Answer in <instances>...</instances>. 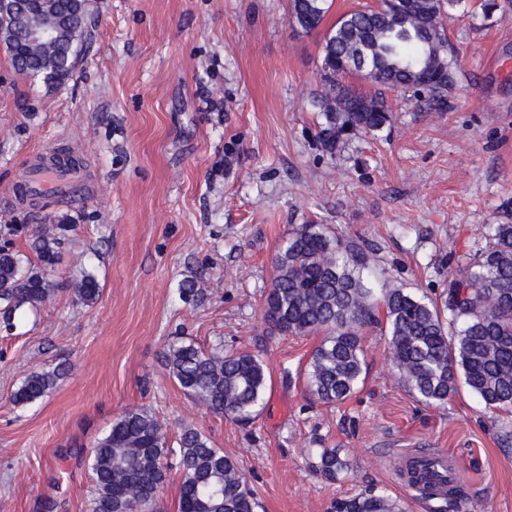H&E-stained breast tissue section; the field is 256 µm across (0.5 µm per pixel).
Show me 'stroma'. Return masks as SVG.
I'll use <instances>...</instances> for the list:
<instances>
[{
	"label": "stroma",
	"mask_w": 512,
	"mask_h": 512,
	"mask_svg": "<svg viewBox=\"0 0 512 512\" xmlns=\"http://www.w3.org/2000/svg\"><path fill=\"white\" fill-rule=\"evenodd\" d=\"M467 0L446 21L458 51L450 107L386 91L394 113L378 138L336 155L318 139L312 101L324 28L304 32L291 0H92L95 25L59 85L20 74L0 45V243L26 250L39 224H73L51 274L54 302L0 329V512H86L88 458L125 410L145 407L176 437L189 422L237 461L260 512H333L382 488L404 512H436L404 487L397 457L447 451L465 477L467 512H512V426L466 386L428 406L366 336L364 386L344 403L315 400L304 373L320 338L270 332L272 260L301 224L364 238L390 281L441 299L487 227L512 224V0ZM49 143L88 157L94 193L19 204L14 189ZM103 289L70 286L73 258ZM195 279L185 302L178 289ZM261 354L264 408L237 423L194 403L168 375L176 337ZM69 373L33 405L12 396L30 372ZM317 448L348 468L316 472ZM75 266L80 268V278L77 279L73 284V293L78 299L85 305L96 304L101 295V288L96 276L83 267L82 259L76 260Z\"/></svg>",
	"instance_id": "obj_1"
}]
</instances>
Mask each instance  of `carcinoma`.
I'll return each instance as SVG.
<instances>
[{"label": "carcinoma", "instance_id": "1", "mask_svg": "<svg viewBox=\"0 0 512 512\" xmlns=\"http://www.w3.org/2000/svg\"><path fill=\"white\" fill-rule=\"evenodd\" d=\"M27 24L0 37L23 75L62 82L87 42L91 18L77 0H23ZM463 0H379L339 17L326 31L321 57L323 90L314 100L324 122L319 141L334 155L360 134L376 136L394 116L381 95L354 93L345 75L367 65L382 88L424 93L430 109L446 112L457 63L444 19ZM331 0H291V18L306 32L325 21ZM67 24L51 43L33 44L31 27ZM74 224L38 229L34 257L0 247V322L14 328L17 312L52 303L60 291L49 277L63 258ZM488 245L437 303L401 286L373 282L377 249L365 239L341 238L322 224L296 228L274 257V278L263 306L270 329L282 335L322 334L304 372L312 394L324 404L350 398L363 383L365 336L384 329L387 357L398 380L421 401L445 406L459 379L493 412L512 413V224L488 225ZM72 291L85 305L98 302L96 276L83 267ZM163 359L181 390L214 414L249 421L264 401L269 369L250 351H205L193 342L168 345ZM68 373L59 364L33 371L13 394L17 406L33 404ZM177 458V512H255L254 491L239 465L212 445L193 424L169 440L162 422L145 408L129 409L98 438L90 455L88 512H158L166 480L165 460ZM318 469L329 478L347 468L337 448L316 451ZM336 512H403L384 491L366 490L336 501Z\"/></svg>", "mask_w": 512, "mask_h": 512}]
</instances>
